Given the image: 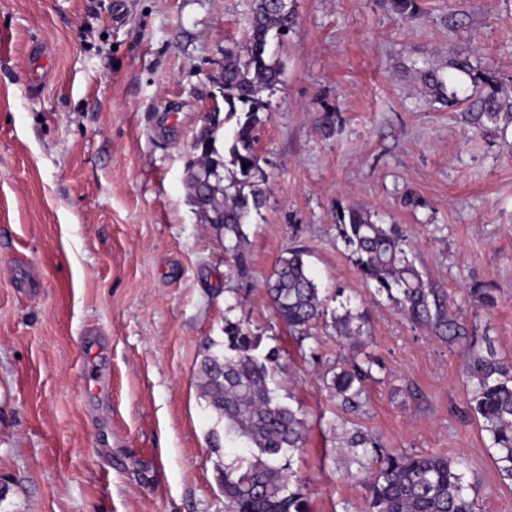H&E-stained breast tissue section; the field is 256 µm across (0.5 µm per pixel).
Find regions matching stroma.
I'll use <instances>...</instances> for the list:
<instances>
[{"mask_svg":"<svg viewBox=\"0 0 512 512\" xmlns=\"http://www.w3.org/2000/svg\"><path fill=\"white\" fill-rule=\"evenodd\" d=\"M295 24L258 152L268 176L246 270L186 202L190 145L224 100V52L252 0H0V484L6 512H224L213 419L197 389L206 342L242 323L277 348L272 383L302 411L293 487L308 512H361L382 448L462 457L478 512L512 487L469 408L466 346L412 325L350 258L351 207L398 225L408 256L512 361V124L477 128L429 103L409 70L472 53L512 94V0H292ZM336 115L332 133L315 123ZM306 250L327 308L365 310L378 362L361 403L329 384L354 351L332 326L297 342L264 284ZM494 289L495 307L471 302ZM109 384L98 394L90 374Z\"/></svg>","mask_w":512,"mask_h":512,"instance_id":"1","label":"stroma"}]
</instances>
